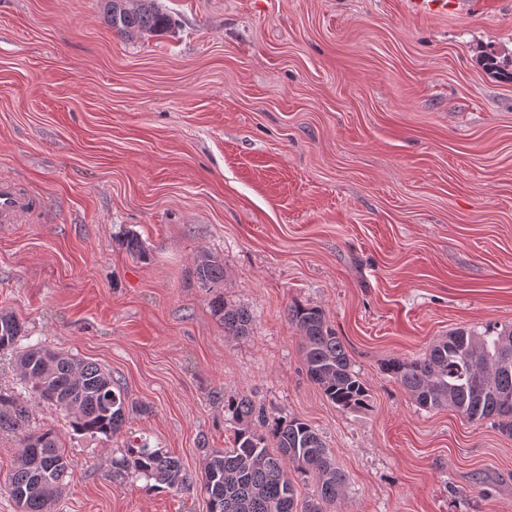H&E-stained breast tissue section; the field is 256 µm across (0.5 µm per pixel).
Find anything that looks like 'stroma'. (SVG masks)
I'll use <instances>...</instances> for the list:
<instances>
[{
    "instance_id": "1",
    "label": "stroma",
    "mask_w": 512,
    "mask_h": 512,
    "mask_svg": "<svg viewBox=\"0 0 512 512\" xmlns=\"http://www.w3.org/2000/svg\"><path fill=\"white\" fill-rule=\"evenodd\" d=\"M157 2L172 30L128 40L98 0H0V180L37 201L0 229V311L137 407L107 441L32 405L73 470L52 512H208L196 481L112 464L138 438L196 478L233 443L234 396L322 436L348 477L330 512H512V435L382 369L512 327V81L482 67L512 56V0ZM218 296L247 335H225ZM293 304L327 313L368 410L308 379ZM20 453L0 432V512ZM194 274L201 285L211 286L224 279V265L210 254H201L195 261Z\"/></svg>"
}]
</instances>
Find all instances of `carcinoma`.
I'll list each match as a JSON object with an SVG mask.
<instances>
[{
	"label": "carcinoma",
	"instance_id": "carcinoma-1",
	"mask_svg": "<svg viewBox=\"0 0 512 512\" xmlns=\"http://www.w3.org/2000/svg\"><path fill=\"white\" fill-rule=\"evenodd\" d=\"M106 24L122 37L140 38L166 31L170 16L157 0H99ZM486 69L512 79V59L487 57ZM119 245L131 255H144L143 243L125 232ZM194 274L201 285L224 279V265L210 254L195 261ZM213 310L224 323L227 336L248 332L250 315L229 308L224 300ZM288 320L302 339L306 373L325 397L339 409L358 412L370 407L371 395L351 368L345 345L325 312L294 304ZM22 327L8 312H0V352L15 349ZM512 360V328L487 327L482 332L458 328L431 345L420 358H391L384 362L389 374L420 407L429 410L452 407L470 421L492 419L512 434V370L501 369L504 358ZM31 397L67 413L74 431L92 437L112 438L126 423L130 408L112 375L97 364L38 344L28 345L15 357ZM224 410L239 424L232 448L208 456L199 482L210 512H297L293 474L311 475L317 484V502L306 512H322L320 503H335L344 493L347 476L337 465L320 435L298 417L273 419L263 433L254 420L267 421L247 397L224 401ZM28 406L14 394L0 391V431L23 435V450L9 484L12 498H24L23 512H50L60 497L70 462L52 429L27 428ZM123 471L133 470L169 489L189 482L180 460L150 448L130 445L118 462Z\"/></svg>",
	"mask_w": 512,
	"mask_h": 512
}]
</instances>
